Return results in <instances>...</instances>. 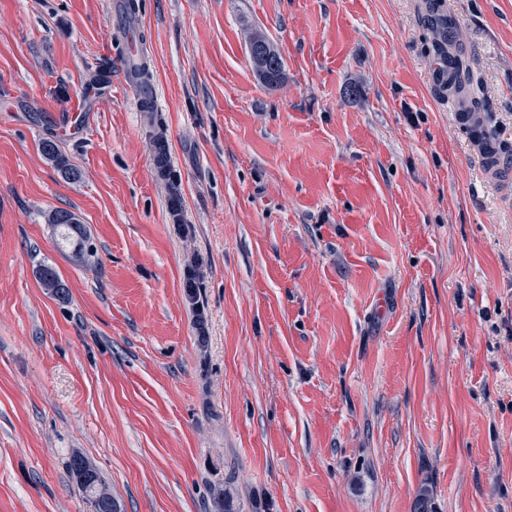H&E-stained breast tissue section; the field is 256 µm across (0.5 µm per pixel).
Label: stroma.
I'll return each mask as SVG.
<instances>
[{
	"label": "stroma",
	"instance_id": "stroma-1",
	"mask_svg": "<svg viewBox=\"0 0 512 512\" xmlns=\"http://www.w3.org/2000/svg\"><path fill=\"white\" fill-rule=\"evenodd\" d=\"M128 1L0 0V512H512V0H447L495 169L426 0ZM49 224H53V227L61 232V237L68 242L73 255L85 260L86 252L93 250L89 257L93 256L94 247L90 242V236L75 213L57 209L51 213Z\"/></svg>",
	"mask_w": 512,
	"mask_h": 512
}]
</instances>
